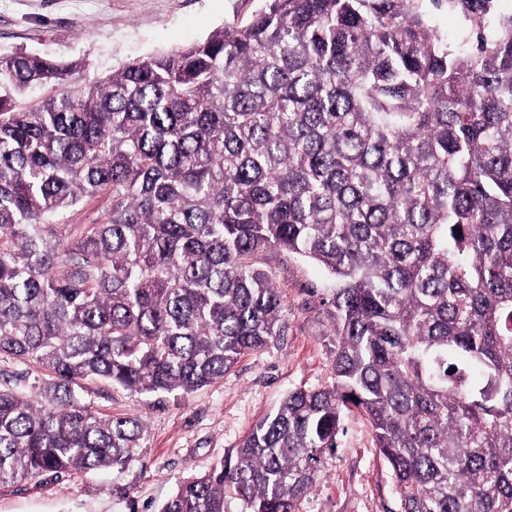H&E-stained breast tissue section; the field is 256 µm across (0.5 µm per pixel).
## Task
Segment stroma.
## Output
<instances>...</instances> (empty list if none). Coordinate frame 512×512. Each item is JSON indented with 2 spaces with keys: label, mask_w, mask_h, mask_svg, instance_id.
Masks as SVG:
<instances>
[{
  "label": "stroma",
  "mask_w": 512,
  "mask_h": 512,
  "mask_svg": "<svg viewBox=\"0 0 512 512\" xmlns=\"http://www.w3.org/2000/svg\"><path fill=\"white\" fill-rule=\"evenodd\" d=\"M264 0H0V52H33L77 62L80 84L123 64L204 41L248 21ZM256 264L282 286L286 328L224 378L190 394L133 395L101 381L89 398L107 415L145 428L137 459L124 471L43 476L0 486V512H160L184 479L236 448L288 391L331 385L336 339L322 303L327 272L312 261L269 250ZM392 473L368 420L344 412L334 451L298 512H394Z\"/></svg>",
  "instance_id": "stroma-1"
}]
</instances>
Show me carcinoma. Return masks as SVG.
I'll return each instance as SVG.
<instances>
[{
	"label": "carcinoma",
	"mask_w": 512,
	"mask_h": 512,
	"mask_svg": "<svg viewBox=\"0 0 512 512\" xmlns=\"http://www.w3.org/2000/svg\"><path fill=\"white\" fill-rule=\"evenodd\" d=\"M495 3L265 0L88 87L0 53V362L48 376L33 397L0 378V484L135 461L142 423L95 410L88 381L224 379L284 331L254 262L274 249L331 277L334 382L288 392L161 512H297L353 409L398 512H512V13Z\"/></svg>",
	"instance_id": "1"
}]
</instances>
